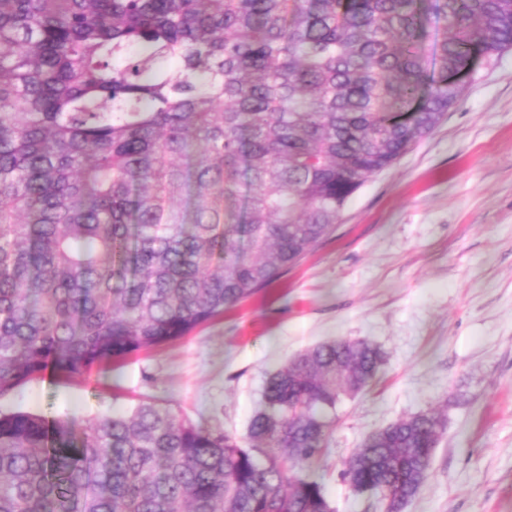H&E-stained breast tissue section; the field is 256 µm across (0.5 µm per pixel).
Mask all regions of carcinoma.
Segmentation results:
<instances>
[{"label":"carcinoma","mask_w":512,"mask_h":512,"mask_svg":"<svg viewBox=\"0 0 512 512\" xmlns=\"http://www.w3.org/2000/svg\"><path fill=\"white\" fill-rule=\"evenodd\" d=\"M507 51L512 0H0V395L251 298ZM383 362L341 338L278 368L250 449L150 403L0 413V512H334L303 468ZM443 430L400 419L344 477L402 512Z\"/></svg>","instance_id":"carcinoma-1"}]
</instances>
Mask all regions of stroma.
<instances>
[{"label":"stroma","mask_w":512,"mask_h":512,"mask_svg":"<svg viewBox=\"0 0 512 512\" xmlns=\"http://www.w3.org/2000/svg\"><path fill=\"white\" fill-rule=\"evenodd\" d=\"M338 337L377 345L385 362L337 405L307 469L335 512H381L343 478L346 463L368 435L431 409L445 430L404 512H512V52L271 287L83 378L22 384L0 411L90 419L151 403L246 447L268 374Z\"/></svg>","instance_id":"1"}]
</instances>
